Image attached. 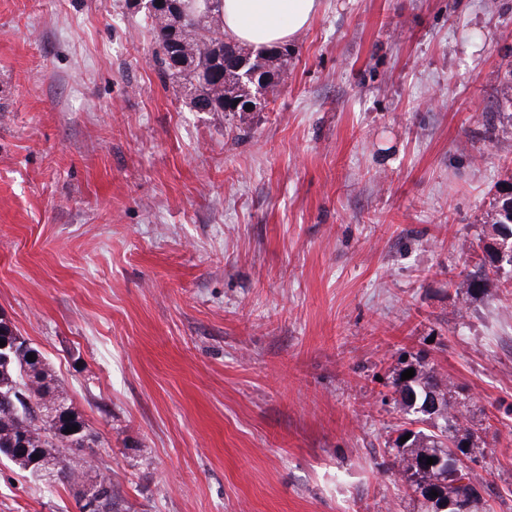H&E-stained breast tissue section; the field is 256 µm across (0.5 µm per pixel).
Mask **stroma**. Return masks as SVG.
Masks as SVG:
<instances>
[{
	"label": "stroma",
	"mask_w": 512,
	"mask_h": 512,
	"mask_svg": "<svg viewBox=\"0 0 512 512\" xmlns=\"http://www.w3.org/2000/svg\"><path fill=\"white\" fill-rule=\"evenodd\" d=\"M128 0H0V316L95 441L0 512H417L394 383L433 369L512 512V0H322L261 109L195 112ZM495 263L493 260L487 263L485 258H479L478 261H475L474 268L467 274L469 287L480 290L487 288L492 280L499 279L501 269Z\"/></svg>",
	"instance_id": "1"
}]
</instances>
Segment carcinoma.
Listing matches in <instances>:
<instances>
[{"label": "carcinoma", "mask_w": 512, "mask_h": 512, "mask_svg": "<svg viewBox=\"0 0 512 512\" xmlns=\"http://www.w3.org/2000/svg\"><path fill=\"white\" fill-rule=\"evenodd\" d=\"M172 6L162 13L168 23L150 17V27L155 36L160 78L177 79L191 91L190 105L206 101L211 111L224 112L226 106L238 100L251 101L255 96L251 88L263 90L279 78L288 63V53L260 50L255 55L243 52L236 43L224 40L222 0H171ZM246 61L245 69L257 72L255 79L241 77L235 70L224 67V46ZM469 287L480 290L500 278V267L495 261L478 259L467 274ZM9 362L0 363V392L17 391L30 401L19 402L20 412H0V449L21 469L38 471L40 462L47 457L65 455L63 467L66 479L76 476L79 457L69 454L81 448L88 439L85 423L75 410L60 398V384L43 365L38 350H6ZM34 354V360L27 359ZM395 404L412 421L420 422L428 413L420 409L423 401L431 396L439 399L440 408L435 411L443 421L436 432L423 429L410 431L406 445L395 444L397 453L393 465L397 470L405 493L424 494L428 486L443 489V502L425 497L420 501L421 512H472L476 501L478 473L464 463L451 450L462 440L473 436L467 426L463 410L448 411V402L440 380L432 373L417 370L408 380L396 382ZM59 404L62 414L53 428L37 423L36 409L47 404ZM78 427V431L65 434L63 430ZM39 458H34V455ZM432 457L440 465L421 466L419 459Z\"/></svg>", "instance_id": "carcinoma-1"}]
</instances>
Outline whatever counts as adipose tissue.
<instances>
[{"mask_svg": "<svg viewBox=\"0 0 512 512\" xmlns=\"http://www.w3.org/2000/svg\"><path fill=\"white\" fill-rule=\"evenodd\" d=\"M321 0H223L224 36L254 48L291 41L318 13Z\"/></svg>", "mask_w": 512, "mask_h": 512, "instance_id": "adipose-tissue-1", "label": "adipose tissue"}]
</instances>
